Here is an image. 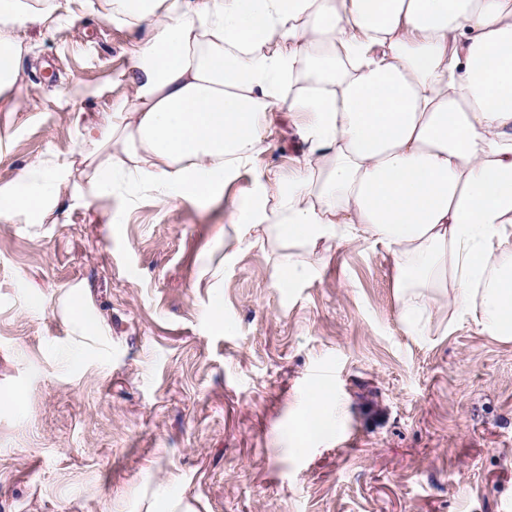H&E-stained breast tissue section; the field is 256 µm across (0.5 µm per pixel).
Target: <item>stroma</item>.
<instances>
[{"mask_svg": "<svg viewBox=\"0 0 512 512\" xmlns=\"http://www.w3.org/2000/svg\"><path fill=\"white\" fill-rule=\"evenodd\" d=\"M35 8L61 21L20 31L0 186L73 172L41 221L0 219V512H512V342L439 302L409 333L369 243L284 290L301 250L224 263L249 176L205 203L92 187L75 147L129 97L147 29L112 0ZM299 124L276 114L256 168L302 158ZM313 390L330 420L304 439ZM313 261L299 262L288 259V263H279L273 270L274 288H290L296 282L308 277L314 270Z\"/></svg>", "mask_w": 512, "mask_h": 512, "instance_id": "stroma-1", "label": "stroma"}]
</instances>
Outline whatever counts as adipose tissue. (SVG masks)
Masks as SVG:
<instances>
[{
    "mask_svg": "<svg viewBox=\"0 0 512 512\" xmlns=\"http://www.w3.org/2000/svg\"><path fill=\"white\" fill-rule=\"evenodd\" d=\"M148 23L129 99L93 128L97 175L130 169L161 202L200 201L250 173L273 109L299 114L308 154L252 175L224 226V259L271 241L276 288L332 247L390 254L399 317L433 298L512 342V0H113ZM24 0H0V104L22 45ZM48 188L0 191V218L43 216Z\"/></svg>",
    "mask_w": 512,
    "mask_h": 512,
    "instance_id": "ef3b65f1",
    "label": "adipose tissue"
}]
</instances>
